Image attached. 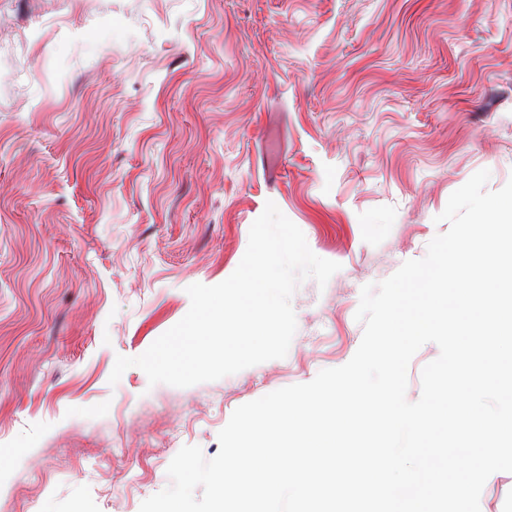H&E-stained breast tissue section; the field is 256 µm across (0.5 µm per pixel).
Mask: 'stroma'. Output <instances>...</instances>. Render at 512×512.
<instances>
[{
  "label": "stroma",
  "instance_id": "1",
  "mask_svg": "<svg viewBox=\"0 0 512 512\" xmlns=\"http://www.w3.org/2000/svg\"><path fill=\"white\" fill-rule=\"evenodd\" d=\"M482 169L512 179V0H0V512H139L237 407L346 364L362 287ZM270 201L340 265L286 357L110 384Z\"/></svg>",
  "mask_w": 512,
  "mask_h": 512
}]
</instances>
